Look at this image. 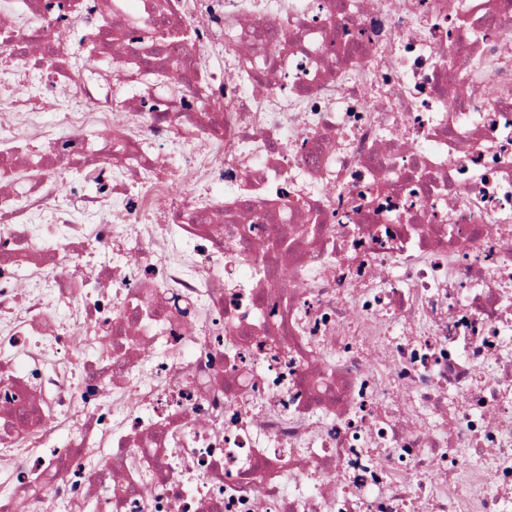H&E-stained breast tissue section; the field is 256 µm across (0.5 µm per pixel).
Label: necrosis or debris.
Listing matches in <instances>:
<instances>
[{
    "instance_id": "necrosis-or-debris-1",
    "label": "necrosis or debris",
    "mask_w": 512,
    "mask_h": 512,
    "mask_svg": "<svg viewBox=\"0 0 512 512\" xmlns=\"http://www.w3.org/2000/svg\"><path fill=\"white\" fill-rule=\"evenodd\" d=\"M0 13V512H512V0Z\"/></svg>"
}]
</instances>
